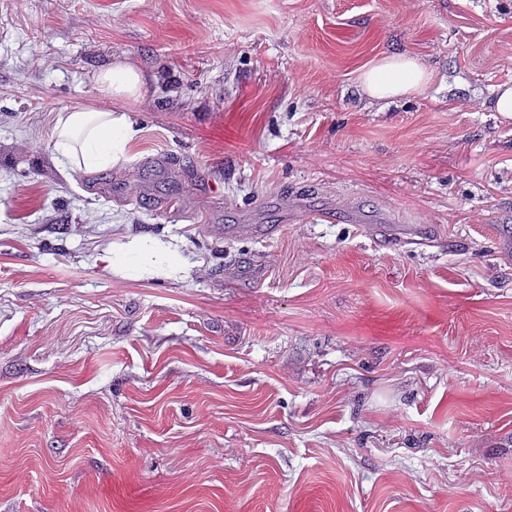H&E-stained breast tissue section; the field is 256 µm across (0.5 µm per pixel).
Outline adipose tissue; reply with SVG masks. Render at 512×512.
Returning a JSON list of instances; mask_svg holds the SVG:
<instances>
[{"label": "adipose tissue", "instance_id": "obj_1", "mask_svg": "<svg viewBox=\"0 0 512 512\" xmlns=\"http://www.w3.org/2000/svg\"><path fill=\"white\" fill-rule=\"evenodd\" d=\"M430 72L413 57H385L371 65L361 77V89L373 99L396 98L426 84ZM99 93L107 98L140 97L145 81L137 69L116 63L95 75ZM140 130L130 113L109 110L73 109L56 113L52 129L53 158L71 173L106 169L127 161L128 149L138 140ZM113 272L123 268L143 274L184 277L199 264L183 252L181 240L158 241L133 238L125 262L106 257Z\"/></svg>", "mask_w": 512, "mask_h": 512}]
</instances>
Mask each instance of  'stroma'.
I'll return each mask as SVG.
<instances>
[{"label":"stroma","instance_id":"stroma-1","mask_svg":"<svg viewBox=\"0 0 512 512\" xmlns=\"http://www.w3.org/2000/svg\"><path fill=\"white\" fill-rule=\"evenodd\" d=\"M504 84L512 0H0V512H512ZM74 108L134 159L57 167ZM430 77L414 57H385L363 73L361 89L372 99L402 97L426 84ZM99 93L106 98L142 97L145 93L143 75L137 69L115 63L95 75ZM141 130L128 112L73 109L58 112L52 129L53 159L80 174L127 162ZM182 247L183 242L176 238L164 242L136 237L129 244L126 263L133 271L143 274L188 277L200 263L185 255Z\"/></svg>","mask_w":512,"mask_h":512}]
</instances>
